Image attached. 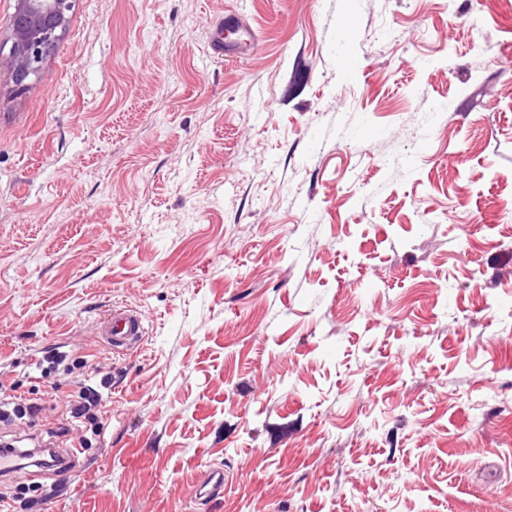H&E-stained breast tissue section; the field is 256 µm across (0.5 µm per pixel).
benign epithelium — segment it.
Segmentation results:
<instances>
[{"instance_id": "1", "label": "benign epithelium", "mask_w": 512, "mask_h": 512, "mask_svg": "<svg viewBox=\"0 0 512 512\" xmlns=\"http://www.w3.org/2000/svg\"><path fill=\"white\" fill-rule=\"evenodd\" d=\"M75 0H16L7 67L17 90L41 78Z\"/></svg>"}]
</instances>
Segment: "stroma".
<instances>
[{
	"label": "stroma",
	"mask_w": 512,
	"mask_h": 512,
	"mask_svg": "<svg viewBox=\"0 0 512 512\" xmlns=\"http://www.w3.org/2000/svg\"><path fill=\"white\" fill-rule=\"evenodd\" d=\"M356 32L347 35L345 16ZM0 68V436L51 512H512V0H76ZM252 49L209 40L238 23ZM145 334L115 353L111 305ZM87 367L39 376L35 351ZM112 386L96 424L82 386ZM224 491L196 499L209 467ZM75 0H16L7 67L18 91L44 74V63L65 31ZM241 34L235 42H224L223 28L218 26L215 29L213 38L210 43L211 49L218 55L225 54V52H241L247 50L254 44V32L251 28L240 27L238 28ZM1 406L2 402L4 403V406L7 405H13L11 410L12 412V418L14 420H24L28 416L35 415L39 410L40 406L36 402H33L32 399H23L21 396L17 397L14 395H6V389L3 390V385H1ZM79 401H74L71 404L70 413L73 418H83L87 420H94V410L101 405L102 396L98 391L89 388H83L79 392Z\"/></svg>",
	"instance_id": "obj_1"
}]
</instances>
